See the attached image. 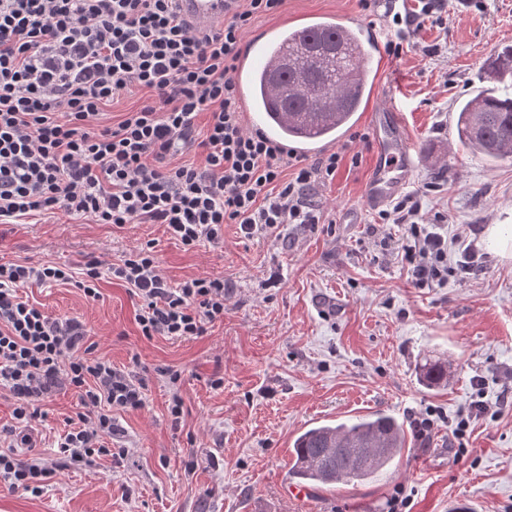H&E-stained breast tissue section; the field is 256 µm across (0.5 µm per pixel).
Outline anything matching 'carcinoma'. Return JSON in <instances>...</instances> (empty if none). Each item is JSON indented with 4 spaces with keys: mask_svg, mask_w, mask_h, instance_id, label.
<instances>
[{
    "mask_svg": "<svg viewBox=\"0 0 512 512\" xmlns=\"http://www.w3.org/2000/svg\"><path fill=\"white\" fill-rule=\"evenodd\" d=\"M330 21L321 20L283 30L288 50L297 52L305 77L293 72L282 80L275 73L256 75L247 86L252 109L283 113L280 140L308 125L319 140L336 139L338 124L357 121L373 79L364 78L365 54L342 49ZM496 92H477L457 107L460 142L489 162L512 158V46L497 52L486 65ZM419 381L427 388L448 383V364L430 360L421 365ZM405 443L404 425L382 412L338 424H324L302 432L294 441L289 476L297 483L334 485L362 482L389 468Z\"/></svg>",
    "mask_w": 512,
    "mask_h": 512,
    "instance_id": "cac0c4a2",
    "label": "carcinoma"
}]
</instances>
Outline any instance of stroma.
I'll list each match as a JSON object with an SVG mask.
<instances>
[{"instance_id":"35a3bbf8","label":"stroma","mask_w":512,"mask_h":512,"mask_svg":"<svg viewBox=\"0 0 512 512\" xmlns=\"http://www.w3.org/2000/svg\"><path fill=\"white\" fill-rule=\"evenodd\" d=\"M446 2L409 31L361 0H284L245 32L247 50L266 30L344 17L401 46L367 60L374 80L355 125L305 154L311 162L347 152L313 190L321 224L253 237L228 224L223 238L188 248L160 224L119 228L61 211L0 223V263L65 264L79 276L91 260L114 263L150 241L168 283L220 278L228 289L223 319L185 339L143 336L140 299L109 278L95 298L71 284L21 288L45 312L80 320L91 357L139 372L145 405L114 415L121 435L112 446H127L126 455L59 470L37 496L0 485V512H385L399 485L412 493L410 512H454L460 503L512 512V253L485 242L491 225L512 226V161L469 152L454 127L458 102L489 85L487 59L512 45V0ZM392 102L420 150L410 190L423 196V221L445 225L451 272L440 287L413 285L404 225H388V251L369 231L381 214L362 197L373 162L366 114ZM470 244L477 255L465 269ZM429 359L447 361V386L420 384ZM169 369L181 373L177 425ZM479 400L494 413L472 419L456 456L455 420ZM429 407L443 420L423 441L412 417ZM42 409L32 445L52 461L78 394L61 387ZM376 412L407 432L391 468L364 483L315 488L310 503L287 497L300 433Z\"/></svg>"}]
</instances>
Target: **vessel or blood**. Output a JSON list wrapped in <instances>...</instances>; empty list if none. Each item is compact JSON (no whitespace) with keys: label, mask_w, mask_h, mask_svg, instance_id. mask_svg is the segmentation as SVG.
<instances>
[{"label":"vessel or blood","mask_w":512,"mask_h":512,"mask_svg":"<svg viewBox=\"0 0 512 512\" xmlns=\"http://www.w3.org/2000/svg\"><path fill=\"white\" fill-rule=\"evenodd\" d=\"M176 4L194 28L211 29L224 22L227 0H176ZM368 122L375 140V159L363 187V200L369 209L377 210L410 184L418 157L406 134L404 114L398 108H379L370 113Z\"/></svg>","instance_id":"vessel-or-blood-1"}]
</instances>
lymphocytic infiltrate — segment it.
Returning a JSON list of instances; mask_svg holds the SVG:
<instances>
[{
  "label": "lymphocytic infiltrate",
  "mask_w": 512,
  "mask_h": 512,
  "mask_svg": "<svg viewBox=\"0 0 512 512\" xmlns=\"http://www.w3.org/2000/svg\"><path fill=\"white\" fill-rule=\"evenodd\" d=\"M284 0H234L217 31L191 27L174 0H0V222L64 211L96 224H160L187 247L218 240L225 225L246 235L316 224L315 183L343 158L309 163L261 131H245L235 63L243 33ZM147 99L109 123L107 109L132 89ZM207 114L198 127L199 114ZM195 151L196 161L176 162ZM407 196L384 212L407 225L404 259L420 288L448 280V240L422 222ZM112 276L142 300L143 336L203 335L224 315V282L192 278L170 286L151 247L119 262L89 263L82 280L44 264H0V390L23 425L42 416L58 386L79 393L76 422L56 463L20 455L28 435L0 433V484L41 494L55 470L105 453L113 412L142 407L144 384L110 361L81 356L83 325L18 296L31 283H75L85 296Z\"/></svg>",
  "instance_id": "f902f5d3"
}]
</instances>
